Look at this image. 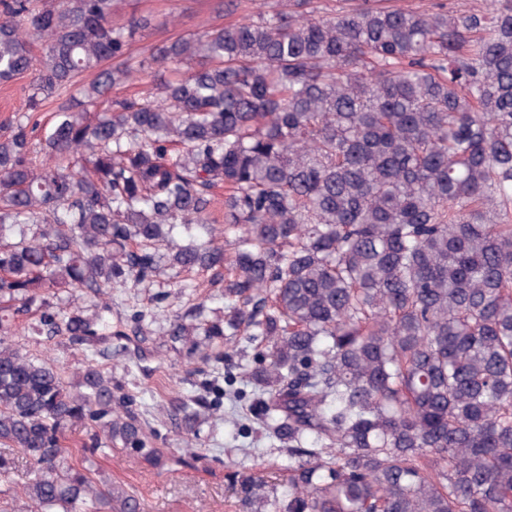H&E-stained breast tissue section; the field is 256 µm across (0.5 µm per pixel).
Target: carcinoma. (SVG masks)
Listing matches in <instances>:
<instances>
[{
  "label": "carcinoma",
  "mask_w": 512,
  "mask_h": 512,
  "mask_svg": "<svg viewBox=\"0 0 512 512\" xmlns=\"http://www.w3.org/2000/svg\"><path fill=\"white\" fill-rule=\"evenodd\" d=\"M338 2L282 0L145 58L152 19L115 24L113 0H0V82L34 70L21 111L80 95L40 150L27 122L0 137V326L91 340L112 288L162 259L222 268L212 333L265 343L248 420L298 458L282 492L242 477V512H512V0ZM161 67L157 92L112 98ZM61 288L97 313L56 322ZM118 441L180 461L99 368L71 386L0 337L27 512H141L93 478L87 451Z\"/></svg>",
  "instance_id": "obj_1"
}]
</instances>
